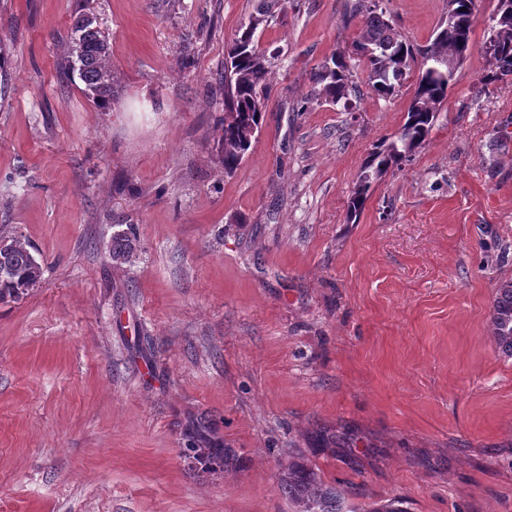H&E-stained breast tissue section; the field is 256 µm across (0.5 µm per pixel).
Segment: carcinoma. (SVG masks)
<instances>
[{
  "label": "carcinoma",
  "instance_id": "cac0c4a2",
  "mask_svg": "<svg viewBox=\"0 0 512 512\" xmlns=\"http://www.w3.org/2000/svg\"><path fill=\"white\" fill-rule=\"evenodd\" d=\"M478 0H448L451 19L440 22L430 44L416 47L403 39L391 21L378 11L376 0H357L353 8L365 19L352 53L364 60L368 82L381 98L392 96L410 77H416L413 99L403 124L388 139L374 147L367 156L350 191V214L359 213L371 195L373 184L389 170L410 161L427 140L437 119L440 106L448 98L450 83L444 76L448 58L463 63L460 44H471ZM285 0H263L249 16L248 24L233 40L224 65V115L218 124L224 137V168L235 171L251 147L240 128H261L262 113L267 107V80L273 56L259 44L256 32L273 18L274 7L284 8ZM87 9L79 11L70 34L64 41L58 69L67 78L78 76L87 99L98 108L110 105L114 78L109 38L104 29H96L85 21ZM495 24L491 25L482 53L487 69L483 86L512 77V0H498ZM315 100L343 109L352 108L350 88L352 72L342 55L332 54L312 76ZM137 243L132 229L112 235L110 253L115 261L126 262L136 256ZM43 265L16 236L0 233V298L19 299L24 291L16 284L22 280L38 283ZM494 336L503 352L512 356V285L499 290L492 307ZM188 454L206 468L228 465L225 449L191 447ZM280 487L296 512H357L348 506L343 492L327 485L308 463L293 461L283 471Z\"/></svg>",
  "mask_w": 512,
  "mask_h": 512
}]
</instances>
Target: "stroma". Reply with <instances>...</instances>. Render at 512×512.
<instances>
[{
  "label": "stroma",
  "mask_w": 512,
  "mask_h": 512,
  "mask_svg": "<svg viewBox=\"0 0 512 512\" xmlns=\"http://www.w3.org/2000/svg\"><path fill=\"white\" fill-rule=\"evenodd\" d=\"M110 37L95 107L56 61L83 3ZM257 0H0V230L44 274L0 300V512H292L301 458L349 505L512 512V80L482 87L497 0L427 141L350 191L414 94L348 64L356 106L310 98L349 50L347 0H288L262 129L224 171L227 43ZM414 45L448 0H379ZM140 248L113 261L114 232ZM235 462L205 472L193 423ZM494 336L503 352L512 356V285L500 288L492 307Z\"/></svg>",
  "instance_id": "stroma-1"
}]
</instances>
